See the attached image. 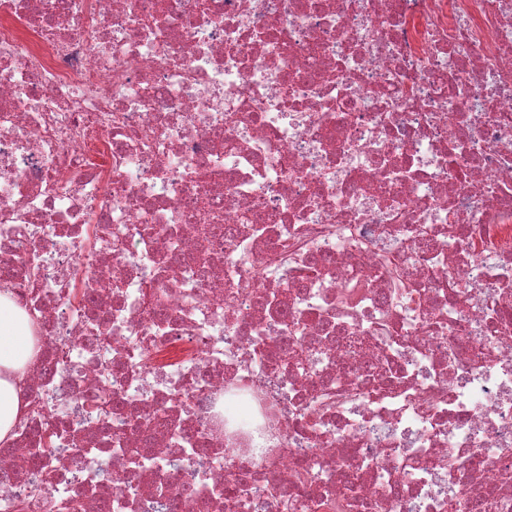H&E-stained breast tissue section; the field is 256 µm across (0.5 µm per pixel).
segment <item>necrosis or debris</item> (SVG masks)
Here are the masks:
<instances>
[{
	"label": "necrosis or debris",
	"mask_w": 512,
	"mask_h": 512,
	"mask_svg": "<svg viewBox=\"0 0 512 512\" xmlns=\"http://www.w3.org/2000/svg\"><path fill=\"white\" fill-rule=\"evenodd\" d=\"M0 290V512H512V0H0ZM34 338L24 312L8 294L0 292V446L15 438V427L23 418L19 389L14 379L34 356Z\"/></svg>",
	"instance_id": "obj_1"
}]
</instances>
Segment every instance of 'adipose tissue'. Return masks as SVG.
I'll return each mask as SVG.
<instances>
[{"label": "adipose tissue", "instance_id": "1", "mask_svg": "<svg viewBox=\"0 0 512 512\" xmlns=\"http://www.w3.org/2000/svg\"><path fill=\"white\" fill-rule=\"evenodd\" d=\"M34 355V338L24 312L0 292V446L11 444L24 406L13 380Z\"/></svg>", "mask_w": 512, "mask_h": 512}]
</instances>
